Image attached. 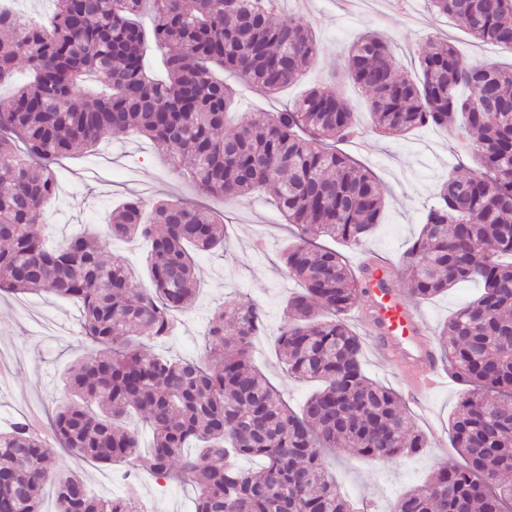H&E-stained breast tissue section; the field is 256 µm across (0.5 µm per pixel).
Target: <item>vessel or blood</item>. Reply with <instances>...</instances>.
Returning a JSON list of instances; mask_svg holds the SVG:
<instances>
[{
	"label": "vessel or blood",
	"mask_w": 512,
	"mask_h": 512,
	"mask_svg": "<svg viewBox=\"0 0 512 512\" xmlns=\"http://www.w3.org/2000/svg\"><path fill=\"white\" fill-rule=\"evenodd\" d=\"M358 274L366 289L370 335L379 352L386 359L402 362L412 379V392L430 389L441 372L424 316L397 291L393 274L383 262L367 258L359 264Z\"/></svg>",
	"instance_id": "obj_1"
}]
</instances>
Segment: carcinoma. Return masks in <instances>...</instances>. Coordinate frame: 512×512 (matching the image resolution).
<instances>
[{"mask_svg":"<svg viewBox=\"0 0 512 512\" xmlns=\"http://www.w3.org/2000/svg\"><path fill=\"white\" fill-rule=\"evenodd\" d=\"M44 23L0 4V81L19 60L30 79L0 98V292H50L79 304L90 355L68 372L70 393L49 433L16 421L0 430V512H138L130 491L96 496L77 474L52 466V445L110 466L130 461L155 478L190 483L194 512H355L336 489L325 454L397 462L428 447L403 399L370 377L363 340L345 319L361 301L342 255L321 237L359 248L381 223L384 191L372 171L341 149L359 135L333 86L308 88L291 106L259 112L220 136L235 93L211 66L274 94L299 81L320 54L298 17L272 21L274 0H53ZM476 40L512 50V0H430ZM152 4L160 72L145 62L137 21ZM346 78L368 97L371 130L403 136L423 126L465 127L468 175L448 171L403 259L409 295L428 301L460 283L481 293L436 337L463 392L449 419L463 463L440 462L389 512H512V76L467 64L437 37L420 77L398 74L376 33L349 49ZM461 86L466 95L457 93ZM137 133L188 174L206 197L275 198L297 241L283 253L301 284L289 296L278 337L288 375L317 385L302 407L281 399L252 357L263 309L232 300L212 317L203 357L173 359L154 346L173 336L194 298L195 253L227 244L209 211L179 199L124 203L116 237L150 242L145 275L103 255L83 233L51 245L39 232L56 199L53 164L102 137ZM152 442L140 451L130 414ZM195 446L194 456L184 449ZM257 458L255 470L237 466Z\"/></svg>","mask_w":512,"mask_h":512,"instance_id":"cac0c4a2","label":"carcinoma"}]
</instances>
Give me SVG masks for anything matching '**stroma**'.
<instances>
[{
    "label": "stroma",
    "instance_id": "stroma-1",
    "mask_svg": "<svg viewBox=\"0 0 512 512\" xmlns=\"http://www.w3.org/2000/svg\"><path fill=\"white\" fill-rule=\"evenodd\" d=\"M417 2L409 17L395 10L391 0H374L367 8L357 0H283L279 18L296 15L307 20L321 45V54L300 82L274 96L250 88L238 76L225 74V82L238 92L236 109L227 117V129H234L253 113L273 112L293 103L311 85L330 82L342 71L350 44L366 32L381 34L401 71L413 78L419 75V58L434 35L453 44L466 60L490 59L512 65V51L473 39L454 20L432 11L427 0ZM344 150L366 165L385 190L381 224L363 247L346 251V260L354 268L364 253L371 252L393 268H401L438 184L450 169L462 175L468 172L457 154V139L453 132L436 128L392 138L367 132ZM56 174L57 198L43 229L46 238L54 243L94 231L107 253L123 255L136 267L142 266L149 244L112 236L107 227L111 209L134 196L147 201L196 197L192 185L170 167L164 153L137 135L105 136L95 151H77L62 159ZM211 207L230 228V246L198 255L197 297L179 315L175 336L157 351L177 358L201 357L203 335L214 312L225 300L250 298L266 313L264 331L255 341L254 359L288 403L299 406L311 387L288 378L277 355L283 301L298 287L281 259L293 228L264 192L235 202L215 201ZM256 238L264 240V248L253 247ZM477 292L476 285L469 283L419 303L429 331L439 329ZM80 315L77 303L51 293L0 292V365L11 373L7 381L0 382V426L23 414L35 422H45L48 412L67 400L62 378L87 351L79 334ZM459 391V384L447 379L424 391L420 402H407L412 422L429 441L422 454L394 464L367 462L346 454L329 457V470L341 491L357 502L371 500L383 510L399 492L422 482L438 462L456 459L449 442L448 419L456 409ZM54 462L58 468L81 476L97 495H116L135 487L143 512H192L191 486L140 475L127 463L106 467L90 464L71 453H56Z\"/></svg>",
    "mask_w": 512,
    "mask_h": 512
}]
</instances>
